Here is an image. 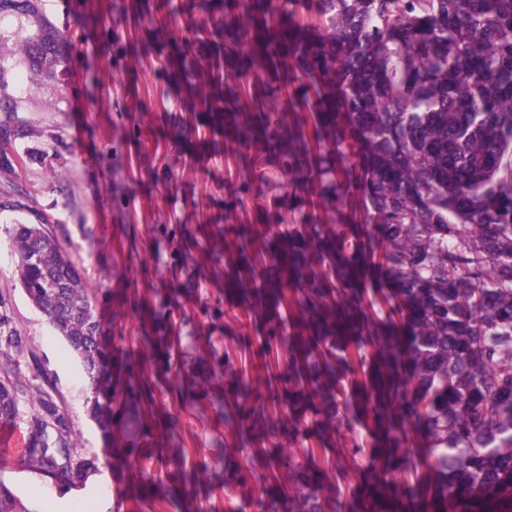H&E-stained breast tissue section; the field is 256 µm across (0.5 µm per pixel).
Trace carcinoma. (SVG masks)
<instances>
[{
	"label": "carcinoma",
	"instance_id": "cac0c4a2",
	"mask_svg": "<svg viewBox=\"0 0 512 512\" xmlns=\"http://www.w3.org/2000/svg\"><path fill=\"white\" fill-rule=\"evenodd\" d=\"M303 1L320 25L294 19ZM35 14L34 0L0 9ZM178 67L197 57L187 93L249 152L258 177L314 207L340 210L357 191L365 224L281 221L282 197L253 223L225 226L238 304L266 318L259 351L287 360L283 388L247 386L242 358L224 350V489L274 482L269 512H344L336 440L376 462L350 512H512V0H223L222 15L189 20ZM69 41L46 25L21 41L31 69L58 73ZM314 91L312 129L272 112L275 92ZM22 288L81 361L88 413L112 467L141 475L145 435L119 357L76 261L42 224L13 228ZM389 302L385 316L377 296ZM19 389L0 381V426H17ZM369 428L371 440L358 437ZM433 463L414 460L410 433ZM288 436L272 454L251 437ZM64 418L39 401L21 462L71 484L96 460L68 449ZM0 512H34L0 481Z\"/></svg>",
	"mask_w": 512,
	"mask_h": 512
}]
</instances>
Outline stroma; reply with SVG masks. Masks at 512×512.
Instances as JSON below:
<instances>
[{
	"label": "stroma",
	"mask_w": 512,
	"mask_h": 512,
	"mask_svg": "<svg viewBox=\"0 0 512 512\" xmlns=\"http://www.w3.org/2000/svg\"><path fill=\"white\" fill-rule=\"evenodd\" d=\"M180 0H35L38 12L0 10V124L15 133L9 164L0 163V381L19 388L22 418L40 399L63 416L72 454L102 456L105 444L86 412L91 396L78 359L67 351L29 302L20 282L13 227L42 224L75 259L116 349L133 379L151 392L144 402L151 449L142 464L155 478L172 470L161 460L167 430L186 450L185 469L206 461L211 485L193 488L172 505L138 500L127 478L99 467L80 485H67L27 466L0 468V481L34 512L43 491L71 507L104 512L96 481L108 478L119 512H265L272 492L251 486L227 493L216 448L232 442L224 415L213 405L221 381L182 405L177 376L199 348L222 369L224 350L249 357L246 380L267 393L269 372L256 342L257 316L224 298V227L247 221L245 207L269 194L246 158L224 152L204 106L183 108L179 84L190 70L172 71L167 59L188 19ZM65 34L72 45L62 75L31 71L18 44L39 23Z\"/></svg>",
	"instance_id": "1"
}]
</instances>
